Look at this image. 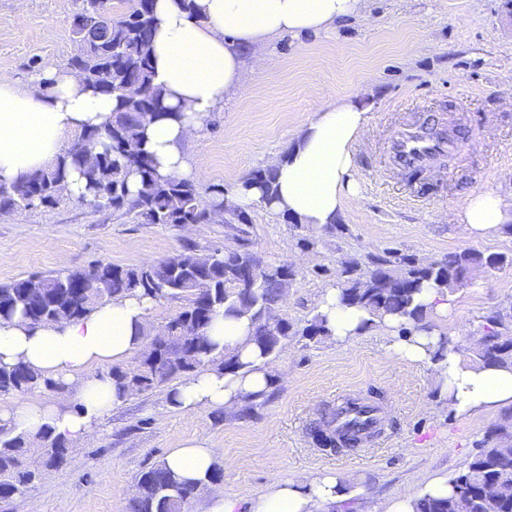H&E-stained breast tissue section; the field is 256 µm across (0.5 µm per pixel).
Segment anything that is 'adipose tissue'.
<instances>
[{"label":"adipose tissue","mask_w":512,"mask_h":512,"mask_svg":"<svg viewBox=\"0 0 512 512\" xmlns=\"http://www.w3.org/2000/svg\"><path fill=\"white\" fill-rule=\"evenodd\" d=\"M195 12L180 0H155L152 66L176 118L149 125L146 148L165 175L196 179L189 147L202 119L223 107L245 80L246 52L258 51L277 36L319 33L352 17L364 16L367 0H195ZM111 96L86 91L80 77L65 68L48 71L45 80L19 85L0 72V181L15 182L51 165L71 134L100 127L112 117ZM286 157L269 165L276 172V197L264 202L258 184H240L233 204L265 206L301 223L323 228L336 223L346 199L356 191L352 148L367 127L365 109L344 98L316 108ZM460 233L473 240L494 237L512 222V201L492 191L471 193L454 213ZM154 302L128 295L91 313L49 326H33L21 316L0 318V366L25 364L61 380L73 403H45L31 394L0 407V421L37 438L43 427L73 442L89 436L112 410L128 400L127 391L104 373L105 365L125 363L146 344V320ZM318 312L332 338L343 343L359 336L367 312L340 306L338 288H322ZM379 325L391 338L388 354L430 366L440 397L456 415L472 417L512 408V366L489 367L472 360L460 341L439 347L438 332L401 333L398 317ZM248 317L216 314L208 330L221 353L238 356L245 370L232 373L205 366L175 384L167 406L185 417L201 411L230 415L261 402L281 373L268 365L250 340ZM216 463L205 439L177 443L165 465L181 479L198 481ZM357 476L348 471L315 472L295 479L271 473L264 491L245 499L221 493L206 497L203 512H334L349 499Z\"/></svg>","instance_id":"1"}]
</instances>
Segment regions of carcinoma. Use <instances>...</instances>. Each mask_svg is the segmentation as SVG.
I'll return each mask as SVG.
<instances>
[{"instance_id":"obj_1","label":"carcinoma","mask_w":512,"mask_h":512,"mask_svg":"<svg viewBox=\"0 0 512 512\" xmlns=\"http://www.w3.org/2000/svg\"><path fill=\"white\" fill-rule=\"evenodd\" d=\"M154 0H133L123 13L112 10V0H83L80 15L88 20L72 28L77 52L66 68L81 74L83 83L95 93L116 101L112 119L102 128L79 132L67 151L45 169L18 182L0 183V214L51 208L63 200L62 190L72 173L83 183L79 203L96 211L132 215L141 224H209L213 213L223 209V223L232 227L250 223L243 208H224V190L212 188L204 199L195 181L176 176L162 177L154 160L143 148L144 131L153 119L167 116L164 94L154 81L151 41L155 18ZM91 141L100 150L81 151L78 143ZM140 176L133 191L131 172ZM251 180L261 184L265 199L276 195V175L268 169L256 171ZM202 254L192 243L174 256L143 266L97 262L86 269L65 272H36L0 284V317L20 314L32 325L45 326L56 317L81 316L127 294H139L158 302L180 299L182 309L155 335L151 343L161 348L167 372L155 375L151 361L140 359L132 370L109 372L135 396L152 390L171 378L186 377L211 363L231 372L246 368L233 356L217 354L207 336L215 313L247 315L252 326L251 341L268 361L278 357L295 336L317 343L330 336L326 319L316 313L302 329L277 314L279 303L290 285L288 267L270 262L242 246L216 249ZM512 265V257L475 251L450 252L432 262H423L388 251L373 259L363 272L355 266L343 268L340 304L367 311L375 317L397 315L405 322L401 334L419 328L426 313L419 302L426 288L441 293L464 286L463 274L476 268L496 269ZM482 342L474 349L476 360L490 366L512 365V316L500 308L484 318ZM61 382L45 377L26 365L0 366V394L59 391ZM512 421L498 423L487 432L482 448L466 467L448 480L451 493L425 496L417 512H512ZM41 458L30 460L31 439L8 424H0V501L10 502L35 484L45 469L66 465L68 443L53 436L46 427ZM194 485L180 480L165 464L158 463L137 476L136 493L129 512H188L187 494Z\"/></svg>"}]
</instances>
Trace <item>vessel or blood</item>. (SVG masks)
Instances as JSON below:
<instances>
[{
	"label": "vessel or blood",
	"instance_id": "obj_1",
	"mask_svg": "<svg viewBox=\"0 0 512 512\" xmlns=\"http://www.w3.org/2000/svg\"><path fill=\"white\" fill-rule=\"evenodd\" d=\"M460 151L457 136L449 129H441L434 134L421 137L408 131L394 137L391 144V162L402 171L423 170L435 166L439 155H455ZM336 429H343L351 421H359L363 436L375 434L383 426L381 410L368 404L355 394H347L336 399Z\"/></svg>",
	"mask_w": 512,
	"mask_h": 512
}]
</instances>
